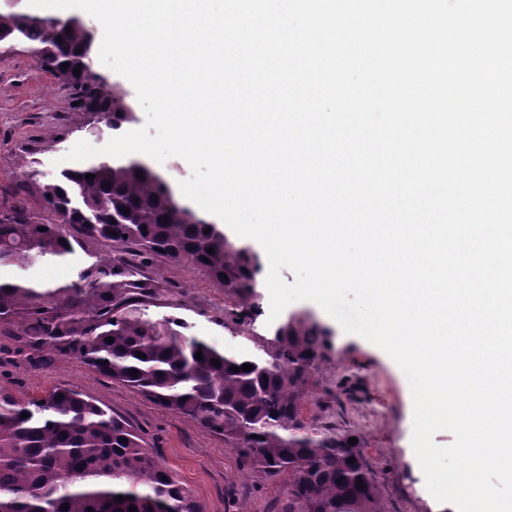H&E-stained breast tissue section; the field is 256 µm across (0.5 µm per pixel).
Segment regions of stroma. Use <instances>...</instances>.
<instances>
[{"mask_svg": "<svg viewBox=\"0 0 512 512\" xmlns=\"http://www.w3.org/2000/svg\"><path fill=\"white\" fill-rule=\"evenodd\" d=\"M91 113L76 110L70 87L43 71L24 49L0 53V199L22 201L44 212L43 184L56 175L57 159L79 141L97 144ZM160 281L146 306L150 317L185 319L190 335L218 347L256 352L269 347L276 324L305 313L324 333V360L310 377L315 393L302 407L310 425L326 423L360 436L364 454L389 512H451L428 492L411 450L413 400L406 375L382 349L327 321L316 304L300 301L269 324L264 274H257L254 316L242 324L227 319L232 299L207 273L189 262L157 257L143 269ZM23 340L0 333V384L20 397L74 387L124 417L145 448L162 462L206 512H281L288 478L245 465L222 435L191 419L167 412L131 388L106 379L79 360L58 356L27 362L16 354Z\"/></svg>", "mask_w": 512, "mask_h": 512, "instance_id": "stroma-1", "label": "stroma"}]
</instances>
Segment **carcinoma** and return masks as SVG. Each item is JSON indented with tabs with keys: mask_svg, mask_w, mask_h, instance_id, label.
<instances>
[{
	"mask_svg": "<svg viewBox=\"0 0 512 512\" xmlns=\"http://www.w3.org/2000/svg\"><path fill=\"white\" fill-rule=\"evenodd\" d=\"M18 44L106 129L133 121V104L93 70V34L78 17L0 12V45ZM42 197L51 222L15 201H0V331L24 339L25 360L51 353L75 357L158 407L224 436L248 466L288 475L284 512H386L362 442L351 446L350 432L330 425L311 429L301 419L302 404L313 396L309 373L323 357L316 324L291 317L262 356L218 349L186 335V323L153 319L143 308L158 288L141 273L151 256L187 260L204 270L234 298L231 315L241 323L255 309L256 257L181 204L166 174L140 159L98 156L61 169L43 185ZM89 241L119 254L90 253ZM80 251L90 261L62 287L38 288L4 275L19 264ZM245 363L253 369L240 370ZM132 505L136 512H203L144 448L137 431L92 397L55 388L22 400L0 385V512H130Z\"/></svg>",
	"mask_w": 512,
	"mask_h": 512,
	"instance_id": "obj_1",
	"label": "carcinoma"
}]
</instances>
